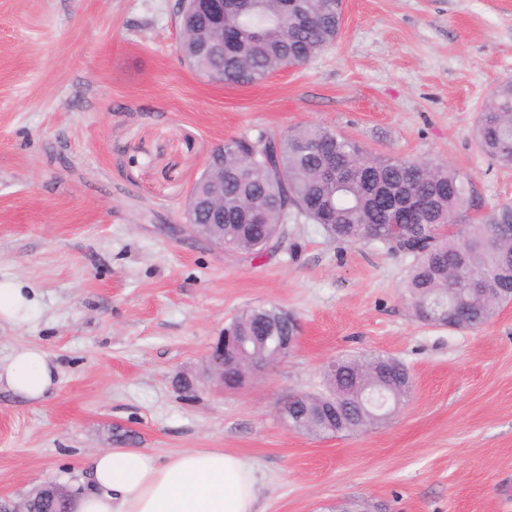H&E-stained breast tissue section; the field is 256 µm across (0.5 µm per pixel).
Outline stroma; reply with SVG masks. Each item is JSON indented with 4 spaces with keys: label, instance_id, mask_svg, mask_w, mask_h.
<instances>
[{
    "label": "stroma",
    "instance_id": "1",
    "mask_svg": "<svg viewBox=\"0 0 512 512\" xmlns=\"http://www.w3.org/2000/svg\"><path fill=\"white\" fill-rule=\"evenodd\" d=\"M178 0H0V280L32 308L0 321V360L41 346L59 385L0 389V499L74 488L116 434L160 459L223 448L255 464L264 512H512V303L483 327L416 320L412 257L344 245L305 220L260 256L192 235L184 202L208 148L314 123L374 155L452 165L468 218L512 202V168L474 138L512 80V0H345L336 43L248 86L178 52ZM276 306L298 344L240 389L179 390L243 310ZM391 356L413 393L380 425L314 436L280 408L341 354Z\"/></svg>",
    "mask_w": 512,
    "mask_h": 512
}]
</instances>
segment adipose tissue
<instances>
[{"instance_id":"1","label":"adipose tissue","mask_w":512,"mask_h":512,"mask_svg":"<svg viewBox=\"0 0 512 512\" xmlns=\"http://www.w3.org/2000/svg\"><path fill=\"white\" fill-rule=\"evenodd\" d=\"M58 371L38 346L0 363V384L29 401L46 397ZM72 512H262L256 466L221 448L162 462L151 452L110 448L88 457Z\"/></svg>"}]
</instances>
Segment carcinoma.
Here are the masks:
<instances>
[{
	"label": "carcinoma",
	"instance_id": "1",
	"mask_svg": "<svg viewBox=\"0 0 512 512\" xmlns=\"http://www.w3.org/2000/svg\"><path fill=\"white\" fill-rule=\"evenodd\" d=\"M224 14L209 0H191L177 11L179 26L199 33L196 42L179 45L181 56L199 74L216 75L226 85L256 84L288 60L298 64L333 45L341 31L337 0H229ZM238 31L236 42L213 48L208 32L216 26ZM479 148L503 167H512V82L498 84L478 113ZM276 160L248 159L242 139L224 142V247L254 256L285 234L284 214L319 224L329 237L345 243L383 241L413 264L405 281L414 316L427 322L422 304L448 301V328L477 329L497 311V300H512V203L497 204L480 218L463 223L473 193L469 177L448 165L400 157L372 156L355 141L317 124L297 125L273 139ZM332 144L336 169L327 175L320 146ZM257 212L255 224L248 214ZM278 307L243 312L228 327L235 337L256 323L280 321ZM336 387L348 389L349 401L335 419L316 416L308 394L289 396L288 423L302 431L317 428L351 433L379 423L376 408L403 404L410 396L411 373L400 360L347 354Z\"/></svg>",
	"mask_w": 512,
	"mask_h": 512
}]
</instances>
